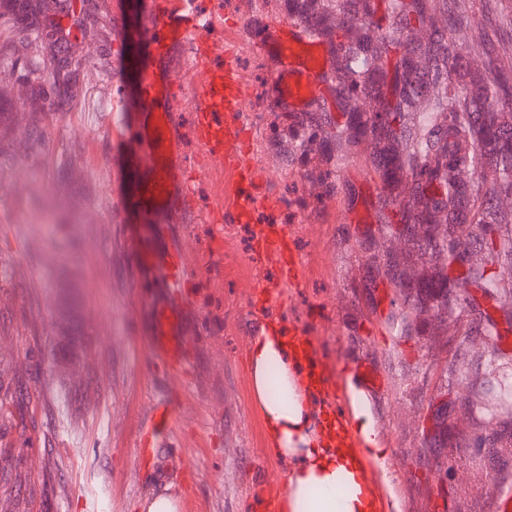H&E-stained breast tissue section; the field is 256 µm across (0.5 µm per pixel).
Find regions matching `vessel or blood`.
I'll return each mask as SVG.
<instances>
[{"mask_svg":"<svg viewBox=\"0 0 512 512\" xmlns=\"http://www.w3.org/2000/svg\"><path fill=\"white\" fill-rule=\"evenodd\" d=\"M147 4L143 34L153 64L142 69L137 60L129 62L130 67L139 70L142 114L139 123L127 127L124 135L125 142L145 149L149 156V173L139 182L136 195L144 219L150 221L166 214L179 223L193 206L192 192L183 177L170 92L172 51L191 37L200 44L196 66L207 72L206 78L192 88L197 101L195 139L208 162L224 168L242 187L240 193L225 195L215 202L209 221L223 223L228 212L243 217L254 215L266 201L251 191L260 175L244 154L245 129L240 114L246 99L232 50H225L223 62L214 63L213 48L201 31L196 14L181 0H147ZM300 28V22L293 18L270 22L259 39L274 64L277 96L295 111L309 109L321 101L326 90L321 56L315 45L300 36ZM255 257L279 262L281 287L271 292L269 301L283 303L285 287L297 286L303 276L302 259L289 250L286 231L260 237ZM188 266L187 251L182 246L173 248L160 263V272L170 287V305L158 313L156 346L173 376L185 365L183 341L177 333V311L190 301L185 291ZM291 345L309 376V391L321 394L328 382L317 362L315 342L300 334Z\"/></svg>","mask_w":512,"mask_h":512,"instance_id":"b4317fda","label":"vessel or blood"}]
</instances>
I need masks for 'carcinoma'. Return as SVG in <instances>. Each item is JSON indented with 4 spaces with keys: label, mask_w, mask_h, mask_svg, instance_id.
I'll list each match as a JSON object with an SVG mask.
<instances>
[{
    "label": "carcinoma",
    "mask_w": 512,
    "mask_h": 512,
    "mask_svg": "<svg viewBox=\"0 0 512 512\" xmlns=\"http://www.w3.org/2000/svg\"><path fill=\"white\" fill-rule=\"evenodd\" d=\"M30 2L36 21L61 6ZM473 2L387 0L396 27L380 34L370 0H263L326 45L336 105L271 110L265 150L299 162L317 198L335 195L337 162L365 166L376 228L355 235L354 280L369 296L388 284L390 332L442 347L466 323V335L491 342L494 376L456 386L483 416L455 437L448 403L429 400V448H512V0H482L480 20ZM448 18L465 55L449 51ZM80 62L60 66V86Z\"/></svg>",
    "instance_id": "obj_1"
}]
</instances>
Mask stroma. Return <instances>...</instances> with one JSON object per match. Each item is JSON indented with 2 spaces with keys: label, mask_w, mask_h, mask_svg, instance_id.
<instances>
[{
  "label": "stroma",
  "mask_w": 512,
  "mask_h": 512,
  "mask_svg": "<svg viewBox=\"0 0 512 512\" xmlns=\"http://www.w3.org/2000/svg\"><path fill=\"white\" fill-rule=\"evenodd\" d=\"M82 13L50 18L60 37L51 55L20 48L39 35L24 14L0 13V73L15 87L39 82L37 112L0 143V512H147L163 495L178 512H269L286 494L288 462L276 453L251 389L249 354L262 324L285 321L312 336L344 405V378L356 361L376 372L366 405L388 448L386 481L399 512H499L512 470L499 448H429L417 421L438 380L435 356L418 339L386 332L364 306L350 268L355 242L343 231L368 224L345 194L319 204L297 168L261 154L259 135L273 102L272 61L249 39L247 0H195L211 22L215 54L232 48L252 119L247 156L263 177L267 207L248 219L209 221L223 169L193 137L194 44L175 50L171 80L185 178L195 208L180 224L143 223L114 200L116 115L140 118L135 76L121 60L119 33L142 23L141 0H91ZM80 52L76 93L53 88L60 60ZM286 228L304 261L284 305L268 304L276 265L251 253L264 229ZM192 253L178 311L188 365L178 378L153 348L155 317L170 288L146 256L176 245ZM178 392L173 425L153 427L159 402ZM447 457L438 474L434 462Z\"/></svg>",
  "instance_id": "35a3bbf8"
}]
</instances>
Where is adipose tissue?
<instances>
[{
	"label": "adipose tissue",
	"mask_w": 512,
	"mask_h": 512,
	"mask_svg": "<svg viewBox=\"0 0 512 512\" xmlns=\"http://www.w3.org/2000/svg\"><path fill=\"white\" fill-rule=\"evenodd\" d=\"M287 326L268 327L255 337L250 363L252 389L278 455L290 459L286 475L289 512H377L369 494L368 465L385 452L365 397L353 378L344 393L353 410L356 442L340 438L333 427L314 430L319 410L306 394V374L287 338ZM363 452H356L355 444Z\"/></svg>",
	"instance_id": "obj_1"
}]
</instances>
